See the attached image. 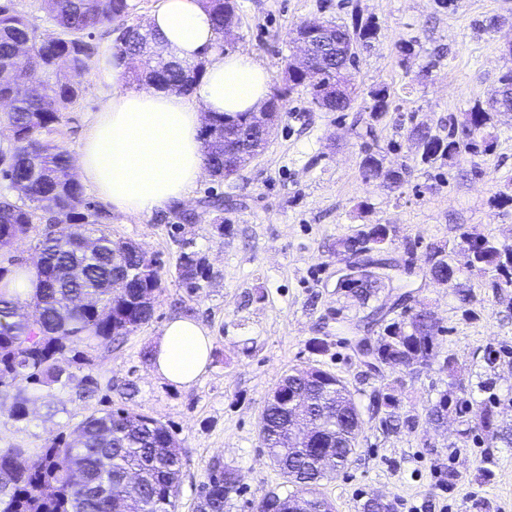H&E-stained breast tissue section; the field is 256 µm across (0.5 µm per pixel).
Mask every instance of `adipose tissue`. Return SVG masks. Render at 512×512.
Here are the masks:
<instances>
[{"label":"adipose tissue","mask_w":512,"mask_h":512,"mask_svg":"<svg viewBox=\"0 0 512 512\" xmlns=\"http://www.w3.org/2000/svg\"><path fill=\"white\" fill-rule=\"evenodd\" d=\"M182 60H204L194 96L154 89L123 90L128 64L104 58L114 88L78 149L77 173L114 212L141 216L188 201L204 175L201 130L207 112H255L269 97L268 73L248 54L221 48L202 0H162L148 21ZM155 373L169 383H194L209 363L211 340L196 320L176 316L154 347Z\"/></svg>","instance_id":"1"}]
</instances>
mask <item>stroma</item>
I'll use <instances>...</instances> for the list:
<instances>
[{"label":"stroma","instance_id":"obj_1","mask_svg":"<svg viewBox=\"0 0 512 512\" xmlns=\"http://www.w3.org/2000/svg\"><path fill=\"white\" fill-rule=\"evenodd\" d=\"M236 6L232 49L262 61L274 85L283 79L294 52L292 32L301 21H373L379 36L358 51L351 111H320L305 91H296L265 151L233 179L204 176L190 200L162 213L108 211L104 224L113 240L140 243L167 275L153 320L131 333L112 357L92 352L101 386L113 404L160 420L187 448L178 512H193L197 488L216 455L237 470L246 489L230 512H250L249 500L280 484L259 439L261 413L283 372L311 365L336 373L360 410L386 386L399 413L416 420L413 430L394 433L365 419L351 464L323 487L336 512H360L367 493L394 502L395 512H512V447L491 442L461 417L441 424L427 417L451 388L457 399L473 405L496 394L502 401L498 422L512 425V288L493 290L486 278L465 271L461 239L466 232L512 246V117H495L496 145L487 156L465 153L428 165L407 139L415 125L446 136L449 122H463L475 101L512 69V0H453L445 9L435 0H236ZM116 39V31L103 28L91 39L95 54L79 79L81 96L61 119L58 142L69 152H77L112 91L99 64L115 52ZM402 42L414 45L409 58L398 52ZM382 87L391 104L376 120L369 92ZM361 124L373 126L384 168L412 166L408 184L392 189L363 180L364 142L356 135ZM212 193L231 197L235 209L206 207ZM369 224L389 227L387 255L410 258L414 302L442 327L439 350L452 373L432 366L401 373L399 382L388 385L348 346L346 327L369 308L337 287L345 261L336 242ZM184 237L212 265L209 281L193 296L172 273ZM436 244L461 266L471 302L462 303L455 289L425 278L429 249ZM185 305L212 341L205 371L187 388L155 375L142 359ZM314 338L325 340L323 353L309 349ZM490 352L498 356L491 364L485 360ZM130 379L131 394L125 389ZM485 379L492 381V391L481 389ZM98 406L54 386L30 405L28 421L17 423L10 400L2 397L0 448L26 449L28 461H37L44 438L70 432L75 418ZM451 469L459 478L450 485Z\"/></svg>","mask_w":512,"mask_h":512}]
</instances>
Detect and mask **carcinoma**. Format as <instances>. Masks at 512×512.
<instances>
[{
	"instance_id": "1",
	"label": "carcinoma",
	"mask_w": 512,
	"mask_h": 512,
	"mask_svg": "<svg viewBox=\"0 0 512 512\" xmlns=\"http://www.w3.org/2000/svg\"><path fill=\"white\" fill-rule=\"evenodd\" d=\"M48 18L60 30L54 42L38 39L34 20L15 9L13 0L0 5V68L11 64L17 48L30 46L29 66L10 85H0V99L10 111L4 121L13 149L1 153L5 168L0 177L24 183V192L13 199L0 194V238L34 241L32 265L13 256L0 262V396L13 398L12 418L24 422L38 386L74 387L76 397L90 401L100 391L86 349L112 354L124 339L154 318L155 302L143 300L162 290L164 271L157 261L125 241L112 240L103 227V210L85 201L84 188L73 173L70 154L57 145L60 119L81 93L70 74L87 69L93 52L85 38L100 27L115 24L118 52L129 60V73L139 84L190 95L203 72L201 61L186 62L154 52L160 39L141 24H129L128 0H42ZM211 10L218 39L224 38V21L235 17L234 0H204ZM336 29L331 40L344 38L367 47L378 35L371 23L328 22ZM357 63V52L334 54L317 62L314 72L290 76L272 89L268 104H282L298 88H305L311 104L326 112H346L353 101L322 99L321 89L340 72ZM512 111V71L505 73L488 98V107L477 101L469 112V126L451 125L440 137L426 127L408 129L407 138L421 150V163L451 160L462 149L490 154L496 143L488 132L491 112ZM247 112L212 115L214 135L205 138L204 163L212 176L224 178V164L252 136ZM361 175L366 181L381 170L373 151V127L366 128ZM57 224L69 225L68 238L54 236ZM389 239L379 225H369L356 236L337 243L342 254L355 252L370 266L383 263L373 276L351 281L345 289L362 303L376 295L393 274H410L411 265L399 259L379 258ZM440 256L429 267L433 278L448 277L451 266L445 248L431 247ZM512 248L501 249L480 239L471 269L490 276L489 287H512ZM34 269L32 287H9L10 280ZM175 278L188 294L202 288L210 269L200 252L187 242L175 265ZM412 292L400 291L392 303L374 307L354 325L368 333L380 326L379 336L366 367L380 375L401 372V365L419 353L427 363L438 360L434 341L440 332L425 310L407 305ZM402 308L398 317L386 316ZM82 371L67 370L62 362ZM277 386L283 398L268 399L260 437L271 465L282 478L284 490H269L252 502L253 512H284L288 502L303 503V512H333L321 492L323 482L344 469L354 454L362 432V413L345 383L336 375L314 366L298 367L283 375ZM496 397L472 409L446 391L429 411L438 422L455 412L473 413L476 424L512 447V429L503 431L495 421ZM394 397L383 390L374 393L371 418L387 430L411 427L409 418L396 412ZM187 450L159 420L122 406H109L85 415L72 428L71 437L43 440L38 463L27 462L23 448H0V512H176ZM243 487L235 469L220 457L211 460L206 480L197 493L195 512H229ZM361 512H394L391 502L367 495Z\"/></svg>"
}]
</instances>
